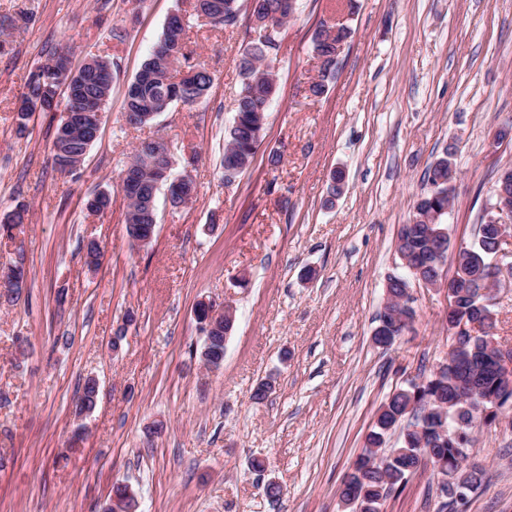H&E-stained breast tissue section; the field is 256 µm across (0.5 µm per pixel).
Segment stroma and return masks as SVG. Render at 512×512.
<instances>
[{"label":"stroma","instance_id":"1","mask_svg":"<svg viewBox=\"0 0 512 512\" xmlns=\"http://www.w3.org/2000/svg\"><path fill=\"white\" fill-rule=\"evenodd\" d=\"M100 4L0 0V18L21 22L0 42V224L24 213L0 233V265L27 273L17 300L0 299V512H106L117 481L133 490L135 512H341L380 405L451 348L441 288H414L416 319L390 347L372 333L385 280L400 269L398 232L429 189L426 168L455 146L448 278L512 164V139L496 138L512 123V0H298L261 142L229 180L221 159L238 59L254 35L248 9L224 27L193 17L188 0ZM175 12L213 85L194 105L129 126L126 85ZM325 24L352 36L314 98L312 40ZM63 47L118 65L101 133L72 172L50 152L60 112L16 130L26 80ZM147 137L170 143L175 172L190 169L197 194L181 207L158 197L156 234L134 249L120 177ZM338 168L344 191L328 207ZM98 191L112 206L92 216L83 202ZM91 240L102 249L94 270ZM201 300L236 308L216 370L200 360ZM90 377L99 401L79 417ZM265 379L274 389L255 402ZM475 436L470 456L487 478L466 512H512V425L482 424ZM256 457L266 474L251 469ZM270 479L281 487L274 500ZM439 507L425 471L385 510Z\"/></svg>","mask_w":512,"mask_h":512}]
</instances>
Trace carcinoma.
<instances>
[{
  "label": "carcinoma",
  "mask_w": 512,
  "mask_h": 512,
  "mask_svg": "<svg viewBox=\"0 0 512 512\" xmlns=\"http://www.w3.org/2000/svg\"><path fill=\"white\" fill-rule=\"evenodd\" d=\"M296 0H264L263 14L252 19L257 36L250 39L238 60L240 92L236 100L235 116L224 140L222 167H233L243 172L251 163L265 125L266 112L276 91L273 71L269 68L270 54L280 48L270 36L263 34L268 23L274 24L290 17L296 11ZM198 15L212 23L234 25L239 11V0H195ZM352 31L345 25L326 27L313 39V50L320 61L321 78L313 81L309 92L315 97L326 91V81L336 72L341 47L351 38ZM192 50L186 40L185 22L181 15L168 18L162 37L141 70L128 84L126 113L134 121L139 112H165L175 103L192 105L204 98L213 78L210 72L190 63ZM49 64L36 68L26 83L22 102L33 97L46 96L56 89L48 82ZM106 74L88 72L74 88V97L83 107L100 104L102 88H112V63L106 64ZM451 156L440 157L427 169V182L442 188L448 183ZM127 200L125 224L149 227L150 220L141 209L139 197L124 192ZM448 204V197H436L434 191L419 197L413 207L410 223L416 232L398 237L397 250L421 261L432 251L426 225L434 220V213ZM495 230L487 227L467 247L455 256V302L448 314V323L461 322L473 315L477 301L470 294L479 265L488 262L496 253ZM486 346L453 335L448 353V374L439 377L429 374L422 382L412 381L405 388L391 392L378 409L373 429L367 436L364 452L354 461L343 482L340 501L352 512H384L388 498L401 493L413 475L422 470L423 461L435 457L443 464L448 481L439 487V512H460L469 497L481 485L486 475L485 466L470 460L469 450L475 442L473 429L477 424L493 423L504 408H512V385L498 377ZM465 376L473 380L477 389L493 397L485 417L460 411L456 401L455 378ZM94 380L85 382L78 395L79 412L92 410ZM401 431V446L386 451V465L369 464L372 449L385 446L390 432Z\"/></svg>",
  "instance_id": "cac0c4a2"
}]
</instances>
